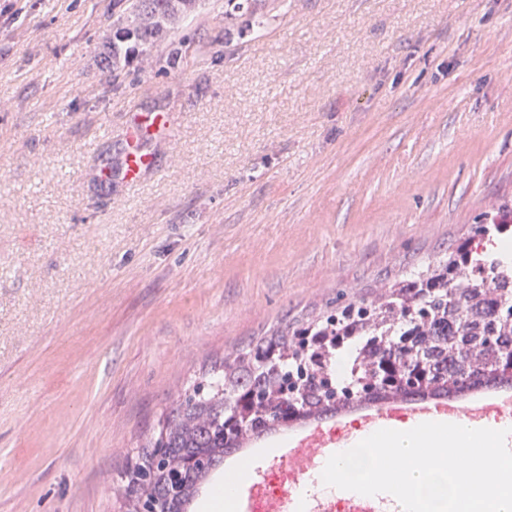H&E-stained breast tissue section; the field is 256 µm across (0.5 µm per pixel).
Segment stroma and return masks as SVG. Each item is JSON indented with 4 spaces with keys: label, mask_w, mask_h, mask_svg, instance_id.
Returning <instances> with one entry per match:
<instances>
[{
    "label": "stroma",
    "mask_w": 512,
    "mask_h": 512,
    "mask_svg": "<svg viewBox=\"0 0 512 512\" xmlns=\"http://www.w3.org/2000/svg\"><path fill=\"white\" fill-rule=\"evenodd\" d=\"M125 7L0 0V512H125L187 388L512 200V0H200L111 72Z\"/></svg>",
    "instance_id": "1"
}]
</instances>
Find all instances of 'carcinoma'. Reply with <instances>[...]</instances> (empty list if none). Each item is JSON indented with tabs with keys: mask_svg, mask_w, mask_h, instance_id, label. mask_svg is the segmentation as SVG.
Listing matches in <instances>:
<instances>
[{
	"mask_svg": "<svg viewBox=\"0 0 512 512\" xmlns=\"http://www.w3.org/2000/svg\"><path fill=\"white\" fill-rule=\"evenodd\" d=\"M103 64L149 54L197 0H128ZM458 247L370 297H338L251 342L159 421L129 473L126 512H193L212 472L261 439L394 401L512 388V260L484 241L512 236V204ZM347 355L346 373L336 361Z\"/></svg>",
	"mask_w": 512,
	"mask_h": 512,
	"instance_id": "carcinoma-1",
	"label": "carcinoma"
}]
</instances>
